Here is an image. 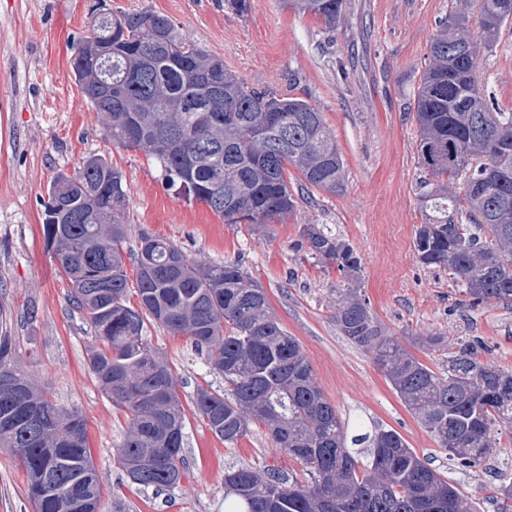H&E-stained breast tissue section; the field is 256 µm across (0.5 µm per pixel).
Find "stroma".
<instances>
[{
    "label": "stroma",
    "mask_w": 512,
    "mask_h": 512,
    "mask_svg": "<svg viewBox=\"0 0 512 512\" xmlns=\"http://www.w3.org/2000/svg\"><path fill=\"white\" fill-rule=\"evenodd\" d=\"M98 1L0 0V336L11 337L33 384L84 419L102 482L100 512H224L227 467L273 466L292 476L300 466L258 425L225 445L194 408L198 389L222 388L223 377L189 337L149 321L143 334L171 369L183 407L188 475L159 492L127 480L117 461L127 416L90 370L93 329L72 305L71 285L42 233L52 181L76 173L90 156L104 157L122 175L126 255L148 232L173 241L192 261L239 262L300 343L350 432L397 430L477 512H497L498 488L512 481V424L495 426L496 446L475 467L449 461L373 354L338 331L336 290L344 279L318 265L299 234L301 225L315 224L352 245L362 265V297L388 335L427 365L446 367L462 344L479 339L486 345L481 361L512 372V307L469 305L448 271L418 262L413 245L425 214L410 94L448 0H347L345 21L333 32L283 0H250L244 15L226 0H102L115 11L164 14L249 86L319 107L345 161L344 190L312 191L285 222L260 227L225 223L206 205L187 201L166 185L154 158L107 138L72 71L74 46L90 36ZM481 79L497 106L512 111V26L485 53ZM431 334L446 337V348L416 344ZM0 512H32L23 465L1 449Z\"/></svg>",
    "instance_id": "1"
}]
</instances>
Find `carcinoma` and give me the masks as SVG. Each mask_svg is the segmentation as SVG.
Instances as JSON below:
<instances>
[{
	"label": "carcinoma",
	"instance_id": "1",
	"mask_svg": "<svg viewBox=\"0 0 512 512\" xmlns=\"http://www.w3.org/2000/svg\"><path fill=\"white\" fill-rule=\"evenodd\" d=\"M335 30L346 0H286ZM479 17V35L471 33ZM512 25V0H449L428 47L426 68L412 90L418 196L425 223L415 250L426 267H443L478 306L512 304V112L494 104L478 78L480 53ZM93 34L109 49L101 78L73 63L75 81L100 113L107 136L154 156L170 187L208 206L226 224L285 221L297 202L288 169L307 188L343 190L346 170L321 110L304 100L249 86L224 69L172 20L150 9L95 18ZM224 96L208 98L212 83ZM209 111L205 142L194 131ZM42 231L70 281L76 307L87 313L98 344L89 366L103 391L126 411L129 428L118 462L155 464L130 482L171 488L187 476L184 423L170 369L143 337L150 319L206 352L224 388L201 389L196 411L227 444L252 425L301 465L305 481L273 468L224 472L227 512H475L472 499L421 459L394 429L350 434L336 406L317 386L297 340L275 320L263 288L235 261L197 265L173 242L144 235L135 256L138 308L122 245L128 235L126 193L119 171L93 156L74 176L60 174L44 202ZM312 258L336 268L347 288L336 291L339 332L384 369L405 406L448 451L472 467L495 447L491 428L512 421V373L478 360L476 340L437 371L385 330L354 285L361 262L345 240L314 224L300 227ZM15 345L0 338V448L20 458L35 512H91L101 485L86 425L58 408L18 368ZM22 385L19 392L4 386ZM369 444L367 462L359 446ZM48 472L50 481L36 482Z\"/></svg>",
	"mask_w": 512,
	"mask_h": 512
}]
</instances>
